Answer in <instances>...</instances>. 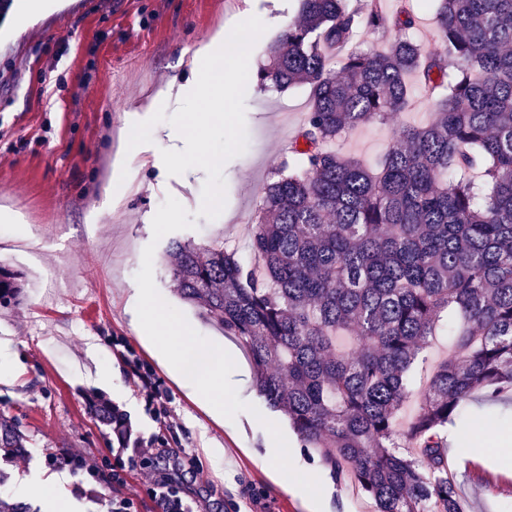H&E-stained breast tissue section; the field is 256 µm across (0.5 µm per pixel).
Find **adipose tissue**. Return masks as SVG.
Returning a JSON list of instances; mask_svg holds the SVG:
<instances>
[{
    "mask_svg": "<svg viewBox=\"0 0 512 512\" xmlns=\"http://www.w3.org/2000/svg\"><path fill=\"white\" fill-rule=\"evenodd\" d=\"M262 32L258 24H233L216 30L196 50V61L204 65L203 88H193L180 79H171L153 99L154 106H170L186 114L205 112L207 123L224 124L232 119L225 107L232 103L241 81L249 78V46ZM232 54H225V47Z\"/></svg>",
    "mask_w": 512,
    "mask_h": 512,
    "instance_id": "1",
    "label": "adipose tissue"
}]
</instances>
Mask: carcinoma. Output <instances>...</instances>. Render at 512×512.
Instances as JSON below:
<instances>
[{
  "label": "carcinoma",
  "mask_w": 512,
  "mask_h": 512,
  "mask_svg": "<svg viewBox=\"0 0 512 512\" xmlns=\"http://www.w3.org/2000/svg\"><path fill=\"white\" fill-rule=\"evenodd\" d=\"M437 2L440 54L407 37L355 47L412 28L404 6L390 18L381 0H301L256 72L262 89L309 86L310 104L256 209L250 262L219 240L170 247L174 290L237 337L259 395L377 512H463L441 433L480 391L512 404V0ZM416 85L434 119L402 128L378 170L336 152L342 135L395 119ZM20 290L1 266L0 307ZM445 317L455 355L398 435L408 377ZM340 333L359 350L336 352ZM86 407L108 429L123 417ZM30 444L0 411V460ZM8 481L1 470L0 512H31Z\"/></svg>",
  "instance_id": "obj_1"
}]
</instances>
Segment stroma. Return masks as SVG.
I'll return each instance as SVG.
<instances>
[{"label":"stroma","instance_id":"stroma-1","mask_svg":"<svg viewBox=\"0 0 512 512\" xmlns=\"http://www.w3.org/2000/svg\"><path fill=\"white\" fill-rule=\"evenodd\" d=\"M60 10L0 24V210L16 223L0 222V264L18 272L22 303L0 307V411L20 421L32 444L26 455L5 463L10 485L25 484L32 512H49L36 488L62 480L70 512H108L113 496L137 494V512H162L141 494V462L127 465L122 484L112 482L115 437L87 413L86 401L101 397L123 410L134 434L163 441L172 462L193 461L191 487L200 512L221 498L223 512H309L283 490L263 458L272 444L264 420L283 423L252 384L247 403L263 415L255 422L242 412L231 428L215 421L175 380L140 336L127 311L143 250L154 245L153 274L162 298L184 314L203 337L223 340L196 307L173 291L169 245L180 239L200 245L223 238L228 249L247 257L251 225L271 170L288 154V144L309 107V89H258L247 85V148L223 167L226 203L213 220L199 217L203 170L168 175L162 150L168 133L183 122H203L146 106L173 77L192 81L197 45L220 26L263 22L250 48L260 63L282 27L297 20L299 0H62ZM407 5L416 17L405 35L431 53L440 52L432 0H386L388 13ZM432 102L415 91L396 119L376 122L343 137L345 154L375 162L406 125L426 123ZM146 149L117 169L116 155L128 130ZM126 184L112 191L114 178ZM176 198L197 217L192 229L154 239L152 219L166 197ZM38 240L37 258L23 246ZM59 275L58 287L41 291L44 271ZM447 333L434 337L410 377L412 395L402 415L410 421L428 373L448 358ZM111 378H104V368ZM150 370L160 382L148 398L137 374ZM176 418L158 416L160 405ZM288 444L294 466L318 476L322 512H375L374 501L350 479H332L318 453L303 448L296 434ZM95 460L96 475L58 469L59 452ZM464 512H512V459L493 453L475 458L449 454Z\"/></svg>","mask_w":512,"mask_h":512}]
</instances>
